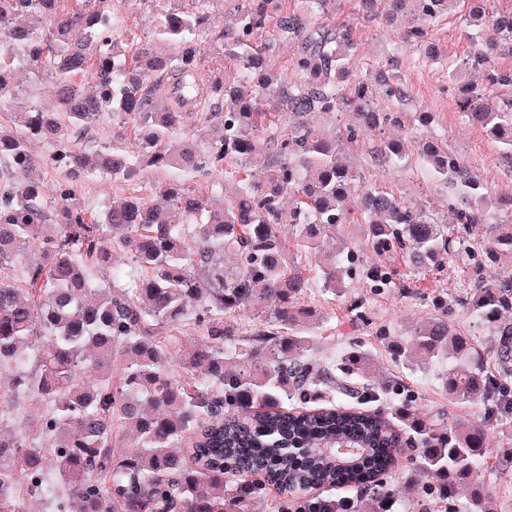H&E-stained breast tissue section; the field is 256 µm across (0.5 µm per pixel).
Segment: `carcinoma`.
<instances>
[{"instance_id": "cac0c4a2", "label": "carcinoma", "mask_w": 512, "mask_h": 512, "mask_svg": "<svg viewBox=\"0 0 512 512\" xmlns=\"http://www.w3.org/2000/svg\"><path fill=\"white\" fill-rule=\"evenodd\" d=\"M113 2L0 0V100L16 97L5 72L17 51L33 73L57 80L52 107L0 116V272L18 263L25 275L20 286L0 276V372H10L0 389V512H29L28 498L43 493L54 512H255L269 486L294 494L338 485L355 495L300 504L392 512L383 476L407 444L419 447L416 468L440 480L428 493L435 506L465 492L484 512L479 478L492 420H448L411 399L388 412L339 406L378 402L398 383L374 375L355 348L339 363L317 354L325 315L305 305L313 294L305 267L315 262L320 291L333 297L346 294L345 280L362 282L344 301L357 321L370 296L409 290L395 258L439 270L462 249L482 250L469 309L494 328L495 371L437 304L396 357L410 367L448 361L444 392L494 413L512 406V326L502 322L512 276L485 269L512 262V193L493 195L448 145L412 141L432 113L394 109L410 99L408 86L393 68L363 72L356 26L336 20V0H237L221 34L223 69L207 79L199 33L211 26L210 0H195L191 12L157 11L132 51L112 31ZM356 2L367 20L398 28L415 64H438L463 84L461 117L499 143L496 162L511 178L512 67L496 59L512 58V8L470 0L460 21L469 50L452 61L432 27L462 0ZM472 71L483 82L465 80ZM85 73L91 92L76 80ZM162 86L174 94L159 96ZM193 112L210 124L203 149L172 139ZM112 113L129 121L150 164L196 173L206 186L167 179L147 196L113 200L101 218L88 213L82 174L115 183L139 174L123 148L85 145ZM34 139L52 151L35 157ZM359 150L369 171L420 166L447 189V214L354 170L345 155ZM251 161L262 178L242 168ZM37 166L58 175L50 210L31 178ZM287 224L299 231L293 248ZM116 250L142 278L131 284L132 272L114 266L92 284L90 268L106 267ZM359 250L373 261L356 263ZM226 253L235 265L224 264ZM189 323L199 338L174 344ZM320 386L337 402L303 410ZM18 401L40 407L37 448L9 428Z\"/></svg>"}]
</instances>
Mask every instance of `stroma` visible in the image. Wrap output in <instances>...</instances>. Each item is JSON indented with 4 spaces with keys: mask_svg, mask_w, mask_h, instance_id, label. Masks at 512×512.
<instances>
[{
    "mask_svg": "<svg viewBox=\"0 0 512 512\" xmlns=\"http://www.w3.org/2000/svg\"><path fill=\"white\" fill-rule=\"evenodd\" d=\"M158 5L156 0H142L137 9H130L126 0H115L111 15L113 29L121 33L128 42H139L147 36ZM352 0H342L338 19L353 18ZM357 28L359 54L369 66L395 64L397 72L411 90L409 110L432 113L433 121L423 133L438 139H447L449 146L464 157L477 171L491 191L498 194L512 192V180L506 178L495 158L497 144L488 138L479 127L465 123L457 111V94L449 87L444 71L437 66L412 68V50L405 46L397 31L353 18ZM93 146L117 145L130 155H137L134 132L122 114L116 113L100 121L90 134ZM165 173L149 167H141L134 184L121 186L105 177L86 179L80 186V199L86 209L95 216H102L113 198L146 190L155 182L165 180ZM474 274V264L469 256L448 263L439 270L411 272L404 281L413 289L410 297L398 292L373 296L362 320L350 322L342 301H326L322 293H315L311 303L326 312L328 319L323 326L319 343L325 355L341 357L347 349L360 346L370 355L376 371L388 379L403 383L408 395L414 397L422 409L447 417L474 420L487 415L485 403L480 401L459 402L448 397L441 387V363L430 362L425 368L411 371L395 361L388 348L394 339H407L415 323L430 313L433 296H441L447 307L448 317L461 334L473 337L487 349V368H494L491 356L493 345L489 325L475 318L465 301L469 297V279ZM485 456L494 466L493 472L484 473V487L489 498L488 512H512V414H500L489 431ZM433 479L414 464L405 462L387 479L389 487L396 492L397 512H423L427 499L422 491Z\"/></svg>",
    "mask_w": 512,
    "mask_h": 512,
    "instance_id": "obj_1",
    "label": "stroma"
}]
</instances>
